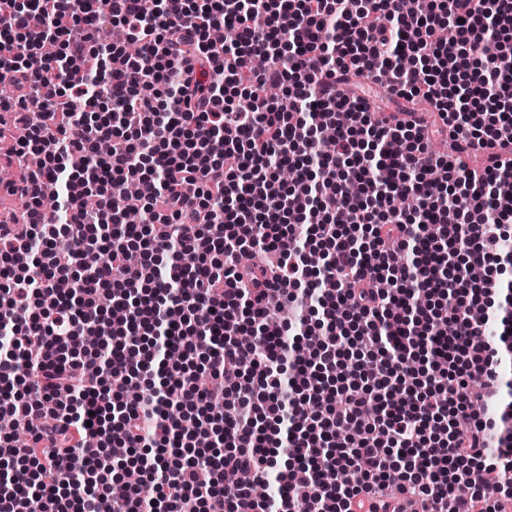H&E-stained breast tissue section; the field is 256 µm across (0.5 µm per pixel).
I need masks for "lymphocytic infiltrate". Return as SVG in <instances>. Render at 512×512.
<instances>
[{
  "mask_svg": "<svg viewBox=\"0 0 512 512\" xmlns=\"http://www.w3.org/2000/svg\"><path fill=\"white\" fill-rule=\"evenodd\" d=\"M5 2L0 112H23L27 136L0 126L4 188L26 204L23 223L0 219V512H504L512 284L490 268L512 221V0ZM446 25L456 38L436 40ZM215 27L235 39L213 43ZM371 76L430 100L437 123L409 106L375 116L356 91ZM439 132L483 154V175L431 150ZM405 197L417 207L397 213ZM91 246L109 260L78 275ZM92 332L103 344L83 351ZM113 377L133 398L113 399ZM117 441L137 482L112 481ZM484 468L490 493L470 479ZM239 471L279 495L225 483Z\"/></svg>",
  "mask_w": 512,
  "mask_h": 512,
  "instance_id": "f902f5d3",
  "label": "lymphocytic infiltrate"
}]
</instances>
